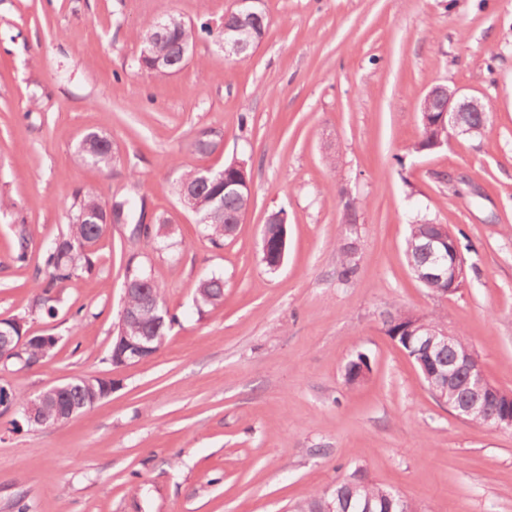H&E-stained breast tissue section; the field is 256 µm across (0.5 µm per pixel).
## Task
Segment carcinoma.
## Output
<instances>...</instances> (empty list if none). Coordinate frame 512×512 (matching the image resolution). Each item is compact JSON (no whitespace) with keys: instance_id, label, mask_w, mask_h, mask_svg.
Returning <instances> with one entry per match:
<instances>
[{"instance_id":"obj_1","label":"carcinoma","mask_w":512,"mask_h":512,"mask_svg":"<svg viewBox=\"0 0 512 512\" xmlns=\"http://www.w3.org/2000/svg\"><path fill=\"white\" fill-rule=\"evenodd\" d=\"M170 35L154 47L153 55L177 60L181 57L182 44H193L199 34L224 39V31L213 32L206 23L196 29L187 25L176 15L166 16ZM447 134L435 123V117L428 121H420V139L416 150L428 151L435 149L438 141H444ZM78 159L97 167H107L114 162L112 142L107 138L90 133L80 144L77 151ZM206 198L209 199L198 214V222L205 226L208 236L217 244L224 238L234 234L238 221L237 217L246 213L250 202V190L246 187L237 188V192L224 191V186L207 184ZM131 205L129 200L114 197L109 201L102 200L98 194L87 192L78 193L71 204V224L68 232L53 239L44 249L43 268L35 278L33 288L36 290L35 308L48 316L55 315L56 298L53 293L71 280L78 271L89 270L94 265L95 248L109 224L130 223ZM427 223L419 222L408 225L405 240V252L410 268L428 265V256L423 250L424 234ZM134 234L139 238L149 240L158 250H169L174 247L175 229L168 219L160 215H148L146 199L140 200L138 219L134 223ZM126 280L140 281L142 285L125 292L123 308L128 312L140 310L147 302H161V286L156 282L136 256H131L126 266ZM224 301V278L217 275H206L200 279L196 288L195 302L198 307L216 308ZM161 318L158 322L147 327L154 336H167L175 315L166 309H160ZM25 320L15 318L0 321V331L5 337H0V358L32 367L46 358L55 349L58 338L42 336L39 341L29 343V346L19 353L15 351L16 341L12 337L20 335ZM423 336L417 335L407 340L405 334H400L397 343L406 355L416 365L421 378L432 395H444L451 405L461 400H473L475 396L467 390L445 388L444 383L436 376L424 371L422 363L428 360L426 349L422 344ZM433 358L440 365L451 370L457 359L469 360L471 366L481 369L478 354L466 342L459 338L450 349L443 347L432 352ZM107 382L97 376L86 375L71 378L57 384V391L50 397L47 409L56 407L76 406L85 412L95 407L102 400V394ZM337 500L349 506L348 512H360L359 506L364 503L372 505L374 512H417L411 500L402 494L392 493V489L382 487L365 478L352 485L343 479L331 488L330 492L315 491L296 507V512H326L327 504Z\"/></svg>"}]
</instances>
